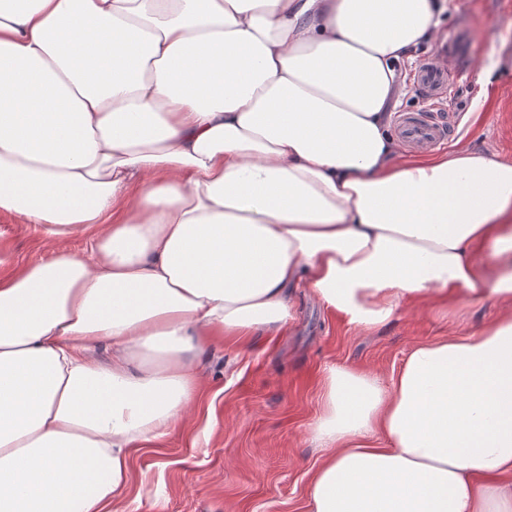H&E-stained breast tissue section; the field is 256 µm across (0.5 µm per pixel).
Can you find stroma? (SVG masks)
<instances>
[{
  "label": "stroma",
  "instance_id": "obj_1",
  "mask_svg": "<svg viewBox=\"0 0 512 512\" xmlns=\"http://www.w3.org/2000/svg\"><path fill=\"white\" fill-rule=\"evenodd\" d=\"M433 40L398 68L406 87L396 112L426 106L412 80L439 39L467 32L472 52L451 72L443 107L451 137L512 163V0H437ZM491 69L488 85L477 74ZM38 225L0 213V275L48 260ZM287 326L217 343L202 360L203 391L192 416L134 451L131 479L116 512H309L307 486L323 452L313 436L331 367L390 383L417 344L479 332L512 305L475 299L444 311L431 303L401 309L373 328L347 325L310 288L292 289Z\"/></svg>",
  "mask_w": 512,
  "mask_h": 512
}]
</instances>
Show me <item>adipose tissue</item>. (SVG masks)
Returning a JSON list of instances; mask_svg holds the SVG:
<instances>
[{"label":"adipose tissue","instance_id":"adipose-tissue-1","mask_svg":"<svg viewBox=\"0 0 512 512\" xmlns=\"http://www.w3.org/2000/svg\"><path fill=\"white\" fill-rule=\"evenodd\" d=\"M436 10L0 0V212L54 249L0 278V512H109L193 414L212 338L281 331L290 289L368 328L512 300V164L389 131ZM315 434L310 512H512V314L385 388L331 368Z\"/></svg>","mask_w":512,"mask_h":512}]
</instances>
